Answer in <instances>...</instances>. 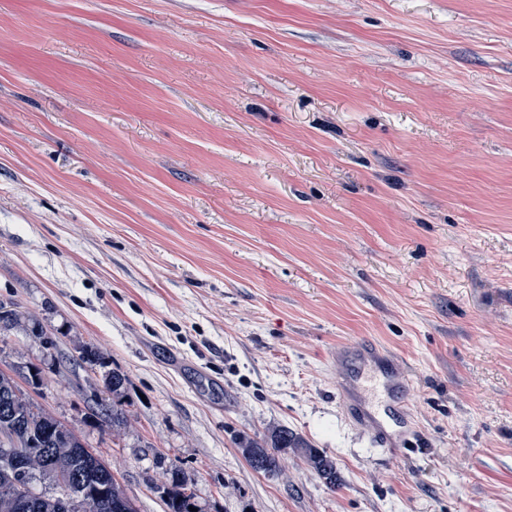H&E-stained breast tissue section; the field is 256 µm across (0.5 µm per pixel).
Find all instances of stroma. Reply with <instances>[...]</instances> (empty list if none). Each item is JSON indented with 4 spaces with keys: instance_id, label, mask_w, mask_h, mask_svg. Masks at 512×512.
Wrapping results in <instances>:
<instances>
[{
    "instance_id": "stroma-1",
    "label": "stroma",
    "mask_w": 512,
    "mask_h": 512,
    "mask_svg": "<svg viewBox=\"0 0 512 512\" xmlns=\"http://www.w3.org/2000/svg\"><path fill=\"white\" fill-rule=\"evenodd\" d=\"M0 302L138 512L173 464L198 512H512V0H0ZM354 338L411 364L400 461ZM283 426L340 486L251 468ZM329 364L350 424L375 448L399 458L418 436L416 412L408 404L411 382L405 363L373 343L342 346ZM369 385L379 393L378 401L367 396Z\"/></svg>"
}]
</instances>
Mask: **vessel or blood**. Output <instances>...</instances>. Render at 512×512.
I'll return each instance as SVG.
<instances>
[{
  "mask_svg": "<svg viewBox=\"0 0 512 512\" xmlns=\"http://www.w3.org/2000/svg\"><path fill=\"white\" fill-rule=\"evenodd\" d=\"M329 364L350 424L375 447L400 457L418 433L405 363L378 345L349 344Z\"/></svg>",
  "mask_w": 512,
  "mask_h": 512,
  "instance_id": "vessel-or-blood-1",
  "label": "vessel or blood"
}]
</instances>
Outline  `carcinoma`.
<instances>
[{
  "mask_svg": "<svg viewBox=\"0 0 512 512\" xmlns=\"http://www.w3.org/2000/svg\"><path fill=\"white\" fill-rule=\"evenodd\" d=\"M21 316L14 305L0 303V332L10 331L19 324ZM0 403L8 414L0 416V449L9 444L13 449L25 451L29 448H50L33 462L34 476L29 490L36 495L37 507L34 512H59L57 494L63 492L56 467V459L66 461L71 468L84 473L87 482L99 480L100 469L86 454V445L70 428L52 415L35 409L25 393L13 379L0 372ZM302 454L308 465L334 488L341 484L335 462L303 441L292 430L281 427L258 442H241V451L249 465L265 475L276 473L280 460L288 451ZM14 471L0 461V512H16L11 507L12 499L8 489L14 484ZM167 512H190L193 495L187 492V481L182 470L176 466L167 471L164 487ZM73 512H137L131 499L126 495L117 479H112V495L107 499H96L87 495L74 504Z\"/></svg>",
  "mask_w": 512,
  "mask_h": 512,
  "instance_id": "obj_1",
  "label": "carcinoma"
}]
</instances>
